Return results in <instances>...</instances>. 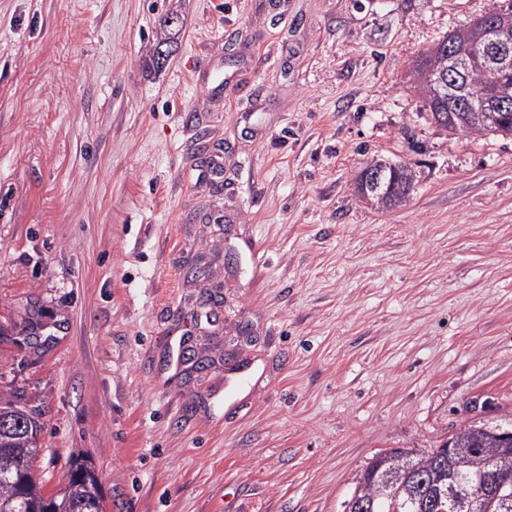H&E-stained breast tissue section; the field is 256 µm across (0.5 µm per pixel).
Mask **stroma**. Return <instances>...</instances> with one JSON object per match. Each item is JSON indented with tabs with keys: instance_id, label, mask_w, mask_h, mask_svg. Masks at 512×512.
I'll list each match as a JSON object with an SVG mask.
<instances>
[{
	"instance_id": "obj_1",
	"label": "stroma",
	"mask_w": 512,
	"mask_h": 512,
	"mask_svg": "<svg viewBox=\"0 0 512 512\" xmlns=\"http://www.w3.org/2000/svg\"><path fill=\"white\" fill-rule=\"evenodd\" d=\"M491 4L0 0V325L39 326L0 395L46 492L83 454L104 512H343L377 453L512 421V139L410 86ZM369 163H384L386 167L390 168L387 178L388 200L381 202L380 197H372L371 202L384 210L393 209L405 202L415 185L417 174L414 168L406 163H390L383 159L372 160L367 164Z\"/></svg>"
}]
</instances>
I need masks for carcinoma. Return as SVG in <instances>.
Returning a JSON list of instances; mask_svg holds the SVG:
<instances>
[{
  "mask_svg": "<svg viewBox=\"0 0 512 512\" xmlns=\"http://www.w3.org/2000/svg\"><path fill=\"white\" fill-rule=\"evenodd\" d=\"M448 70V53L444 42L428 48L413 64L411 78L415 90L436 126L450 135L474 137L499 136L512 138V77L509 78L496 113L499 120L488 124L475 121L474 108L492 99V88L483 65L471 68L460 82V93L454 103L434 96L438 74ZM387 201L373 197L371 202L384 210L406 201L416 181V171L406 163L388 162ZM12 416L9 424L0 422V512H58L70 502L78 512H103L104 495L98 477L88 461L72 460L68 480L53 493L44 492L43 482L35 475V464L41 448L37 435L41 431L37 410L16 400L0 396V414ZM498 426L467 424L451 438L453 443L422 453L410 449L388 452L383 459H373L365 472L377 471L376 480L364 485L369 512H425L439 491L461 483L473 489L479 479L483 462L497 447L493 432ZM464 449V455L448 467V447ZM504 486L500 498L509 505L504 510L493 506L491 512H512V458L500 464Z\"/></svg>",
  "mask_w": 512,
  "mask_h": 512,
  "instance_id": "carcinoma-1",
  "label": "carcinoma"
}]
</instances>
